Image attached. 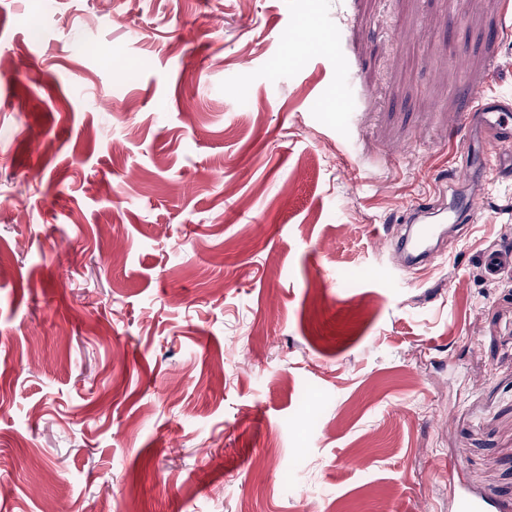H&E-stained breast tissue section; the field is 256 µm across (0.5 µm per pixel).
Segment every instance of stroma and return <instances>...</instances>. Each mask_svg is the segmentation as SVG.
<instances>
[{"label":"stroma","instance_id":"obj_1","mask_svg":"<svg viewBox=\"0 0 512 512\" xmlns=\"http://www.w3.org/2000/svg\"><path fill=\"white\" fill-rule=\"evenodd\" d=\"M486 89L512 0H0V512H512ZM475 107L464 115L466 157L470 165L484 174L491 164L486 141L498 145L512 142V100L500 94L478 91L473 93ZM479 194L459 191L448 203V207L440 206L414 215L410 219L408 230L398 238L396 247L405 254L408 264L417 265L433 257L434 242L447 234V223L466 222L473 224L480 215Z\"/></svg>","mask_w":512,"mask_h":512}]
</instances>
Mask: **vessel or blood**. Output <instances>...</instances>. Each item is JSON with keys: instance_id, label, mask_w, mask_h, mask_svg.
Here are the masks:
<instances>
[{"instance_id": "vessel-or-blood-1", "label": "vessel or blood", "mask_w": 512, "mask_h": 512, "mask_svg": "<svg viewBox=\"0 0 512 512\" xmlns=\"http://www.w3.org/2000/svg\"><path fill=\"white\" fill-rule=\"evenodd\" d=\"M474 99L475 107L464 115L466 156L475 170L484 173L490 168L487 143L512 142V99L484 91L475 92ZM477 198V193L462 190L449 205L411 217L406 234L396 242L408 264L431 258L435 241L446 235L449 225L475 222L480 214Z\"/></svg>"}]
</instances>
